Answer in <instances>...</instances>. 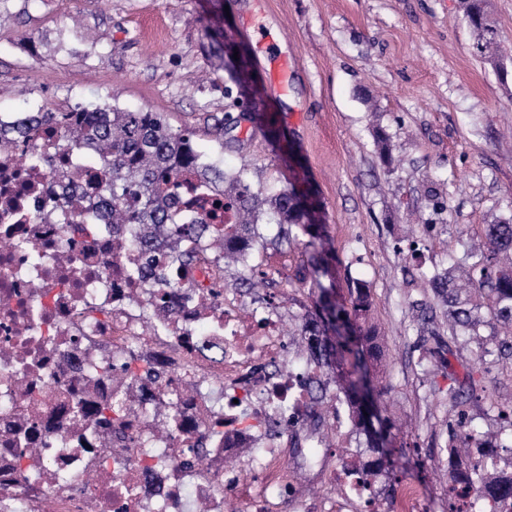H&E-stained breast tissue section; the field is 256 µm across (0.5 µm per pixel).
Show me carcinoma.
I'll return each mask as SVG.
<instances>
[{
  "instance_id": "1",
  "label": "carcinoma",
  "mask_w": 512,
  "mask_h": 512,
  "mask_svg": "<svg viewBox=\"0 0 512 512\" xmlns=\"http://www.w3.org/2000/svg\"><path fill=\"white\" fill-rule=\"evenodd\" d=\"M466 17L476 34L475 52L502 68L497 54V32L488 20L485 0H466ZM46 126L63 142V155L94 160L100 170L97 182L100 206L107 223L131 224V244L144 254V262L131 275L147 286H179L154 268L149 246L163 235L176 261L190 265L194 256L184 251V239L202 237L213 244L224 259V271L233 275L234 286L246 294L262 295L270 305L279 300L276 288L285 273L267 265L252 266L254 252L277 247L282 242H297L309 254L306 264L295 273L301 282H310L317 293L315 311L296 315L299 321L300 352L306 360L329 376L335 392L322 377L310 381L312 403H327V413H336L333 402L346 407L352 432L365 436L371 458L361 459L366 472L375 477L393 473L384 452L387 423L382 409L372 399L375 382L386 365L384 346L371 323V299L359 284L340 293L335 247L329 225L319 219V208L312 192L293 186L266 198L262 190L247 182V165L225 170L210 156L198 151L193 132L174 130L159 112L97 106L80 112H23L6 129L0 128V151L18 146L30 131ZM207 185L217 201L214 206L230 210L234 223L216 228L196 220L183 221L173 208L186 177ZM277 216L279 234L269 239L261 230L264 208ZM487 250L463 248L460 257L446 268L416 265L420 278L431 287V296L413 304L422 327L435 336L437 353L449 343L468 337L478 341L480 357L495 356L512 361V218L488 224ZM481 293L476 301L462 293L458 281ZM489 321L508 327L507 337L493 348L484 345L480 329ZM120 373L140 376L155 383L165 374L145 364L142 370L132 365ZM485 377L478 370L463 378H451L446 394L454 408L448 421V448L456 457L449 473L448 512H473L471 503L454 498V490L466 485L481 493V498L496 502L512 499V471L490 480L479 474L475 452L484 447L485 434L472 427L467 406L485 397Z\"/></svg>"
}]
</instances>
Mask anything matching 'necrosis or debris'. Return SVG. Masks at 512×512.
<instances>
[{
    "label": "necrosis or debris",
    "instance_id": "4bbe7bcc",
    "mask_svg": "<svg viewBox=\"0 0 512 512\" xmlns=\"http://www.w3.org/2000/svg\"><path fill=\"white\" fill-rule=\"evenodd\" d=\"M27 143L36 160L0 152V512H232L239 498L252 512H380L341 451L314 441L311 468L330 493L311 502L288 465L312 410L303 372L285 369L279 314L220 289L224 264L204 239L187 241L189 266L156 251L181 282L156 290L128 276L141 261L128 226L67 237L98 216V167L50 171L61 143L48 129ZM69 184L83 208L64 206ZM91 349L169 377L116 386L87 371ZM107 402L120 413L102 422Z\"/></svg>",
    "mask_w": 512,
    "mask_h": 512
}]
</instances>
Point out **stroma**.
Listing matches in <instances>:
<instances>
[{
	"label": "stroma",
	"instance_id": "obj_1",
	"mask_svg": "<svg viewBox=\"0 0 512 512\" xmlns=\"http://www.w3.org/2000/svg\"><path fill=\"white\" fill-rule=\"evenodd\" d=\"M258 11L288 59L284 95L259 64L248 24ZM473 43L464 0H0V113L64 99L161 112L269 193L285 186L279 155L292 149L323 203L340 286L367 284L387 344L384 400L405 455L394 482L375 480L379 504L390 512L411 483L426 512H448L449 375L478 364L494 396L512 394V364L477 363L475 343L451 345L450 368L438 363L411 307L427 286L407 272L424 225L436 227L426 262L444 266L512 216V63L497 71ZM237 72L254 76L250 110L274 116L283 140L247 121L217 133L216 119L238 114ZM304 258L286 243L253 258L284 270L278 311L292 333L311 304L293 277Z\"/></svg>",
	"mask_w": 512,
	"mask_h": 512
}]
</instances>
